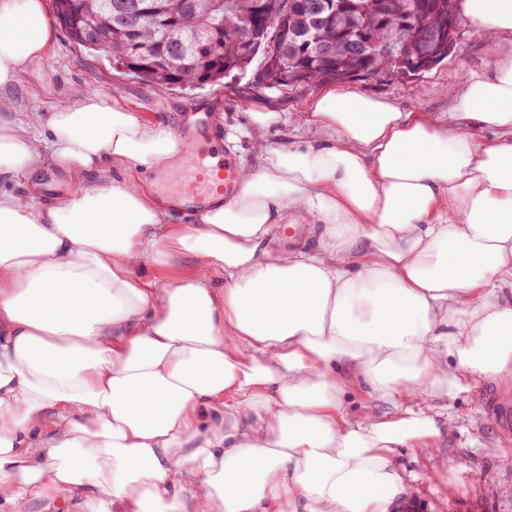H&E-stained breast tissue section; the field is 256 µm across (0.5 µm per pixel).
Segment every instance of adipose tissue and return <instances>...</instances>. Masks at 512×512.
I'll return each mask as SVG.
<instances>
[{
    "label": "adipose tissue",
    "instance_id": "1",
    "mask_svg": "<svg viewBox=\"0 0 512 512\" xmlns=\"http://www.w3.org/2000/svg\"><path fill=\"white\" fill-rule=\"evenodd\" d=\"M459 9L491 63L447 114L336 88L304 115L319 137L275 147L280 113L250 111L253 164L176 224L144 178L178 133L82 90L16 111L55 23L0 0V512H386L395 449L441 428L350 420L346 390L512 374V0ZM46 139L75 187L44 203L26 174ZM284 224L316 246L272 250ZM184 258L205 275L139 273Z\"/></svg>",
    "mask_w": 512,
    "mask_h": 512
}]
</instances>
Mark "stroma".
I'll return each mask as SVG.
<instances>
[{
    "label": "stroma",
    "mask_w": 512,
    "mask_h": 512,
    "mask_svg": "<svg viewBox=\"0 0 512 512\" xmlns=\"http://www.w3.org/2000/svg\"><path fill=\"white\" fill-rule=\"evenodd\" d=\"M489 64L477 26L463 20L456 51L421 78L412 81L387 72L354 81L353 86L401 109L438 115L447 111L459 82ZM77 86L93 93H118L137 115L162 120L176 129L197 120L209 131L208 138L198 144L202 153L228 151L243 165L253 161L244 130L245 112L260 107L293 115V123L270 131L271 145L306 139L314 130L298 117L331 84L263 91L255 88L252 74L247 73L194 90L151 86L113 68L107 58L89 54L61 31L47 55L23 70L10 96L19 111L49 112ZM487 390L511 399L512 375L497 380L477 378L468 381L465 390L432 401L433 411L447 414L452 423L430 455L397 449L396 462L405 482L390 512H402L407 503L414 505V512H512V437L502 432L486 409L483 393Z\"/></svg>",
    "instance_id": "35a3bbf8"
}]
</instances>
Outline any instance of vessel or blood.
Instances as JSON below:
<instances>
[{
    "mask_svg": "<svg viewBox=\"0 0 512 512\" xmlns=\"http://www.w3.org/2000/svg\"><path fill=\"white\" fill-rule=\"evenodd\" d=\"M191 133H184L181 149L182 176L173 191L174 197L184 202L190 211H201L215 196L232 192L236 187L237 169L231 157L217 162L208 161L192 145Z\"/></svg>",
    "mask_w": 512,
    "mask_h": 512,
    "instance_id": "1",
    "label": "vessel or blood"
}]
</instances>
